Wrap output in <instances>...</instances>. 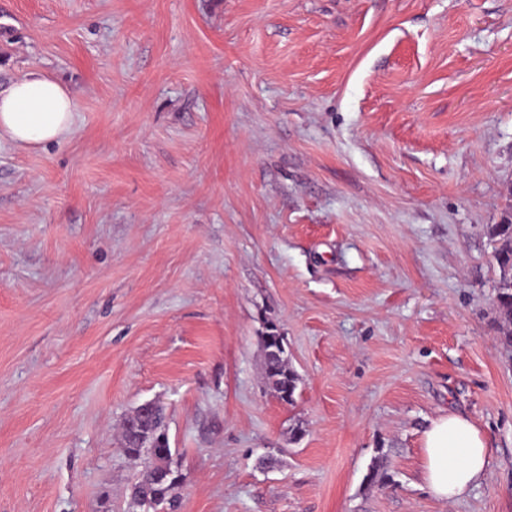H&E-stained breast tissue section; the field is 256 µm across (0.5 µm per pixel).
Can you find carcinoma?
Wrapping results in <instances>:
<instances>
[{
  "instance_id": "cac0c4a2",
  "label": "carcinoma",
  "mask_w": 512,
  "mask_h": 512,
  "mask_svg": "<svg viewBox=\"0 0 512 512\" xmlns=\"http://www.w3.org/2000/svg\"><path fill=\"white\" fill-rule=\"evenodd\" d=\"M494 246V259L499 278L493 299V312L500 343L512 347V221L494 224L489 229ZM264 349L266 383L273 394L289 405L295 401L299 376L288 365L286 349L281 347L275 327L267 329ZM164 408L135 410L125 418L121 443L125 455L139 465L131 485V498L142 506L141 495L153 500V512H177L180 504L181 482L172 469L173 454L166 431Z\"/></svg>"
}]
</instances>
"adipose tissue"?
Instances as JSON below:
<instances>
[{"label": "adipose tissue", "mask_w": 512, "mask_h": 512, "mask_svg": "<svg viewBox=\"0 0 512 512\" xmlns=\"http://www.w3.org/2000/svg\"><path fill=\"white\" fill-rule=\"evenodd\" d=\"M75 103L57 80L33 70L0 86V140L20 149L61 142L73 130ZM490 448L466 417L450 412L423 433L424 482L437 499L463 495L486 474Z\"/></svg>", "instance_id": "ef3b65f1"}]
</instances>
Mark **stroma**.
Wrapping results in <instances>:
<instances>
[{"instance_id": "obj_1", "label": "stroma", "mask_w": 512, "mask_h": 512, "mask_svg": "<svg viewBox=\"0 0 512 512\" xmlns=\"http://www.w3.org/2000/svg\"><path fill=\"white\" fill-rule=\"evenodd\" d=\"M33 68L75 114L0 142V512H140L151 400L179 512H512V0H0V84ZM449 411L492 456L444 502ZM499 278L493 299V312L500 343L512 347V221L489 229ZM275 330V326L272 325L264 336V349L271 351L265 358L266 383L280 401L291 405L295 401L299 376L288 365L285 344L283 347L280 346ZM165 419L164 407H153L145 413H141L139 407L125 418L121 433L125 455L140 468L131 485V498L142 507L141 495L150 496L154 503L153 512H175L181 499V482L172 469L173 454ZM150 466L154 473L149 471ZM167 474L170 476L164 479L163 475ZM153 503L146 501L147 507ZM490 448L466 417L448 412L432 421L423 433L424 482L442 501H452L486 474Z\"/></svg>"}]
</instances>
